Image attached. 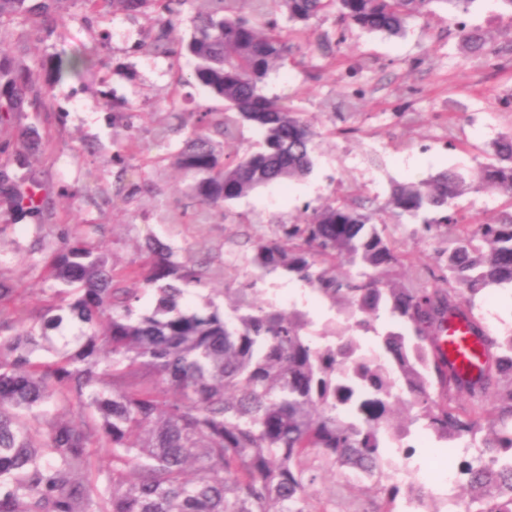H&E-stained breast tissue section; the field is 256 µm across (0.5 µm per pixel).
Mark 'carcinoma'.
<instances>
[{"label":"carcinoma","mask_w":512,"mask_h":512,"mask_svg":"<svg viewBox=\"0 0 512 512\" xmlns=\"http://www.w3.org/2000/svg\"><path fill=\"white\" fill-rule=\"evenodd\" d=\"M475 2L0 0V128L45 106L10 57L22 41L54 34L46 19L61 16L63 4L97 17L148 8L155 33L147 48L169 57L180 54L173 18L190 4L185 50L194 65L189 78H176L171 105L192 82L224 105L195 113L172 165L198 202L179 223L197 225L195 244L206 249L202 225L214 211L227 220V203L310 171L318 133L262 87L271 72L297 65L312 20L334 15L346 30L401 36L443 6L463 45L490 65L496 52L464 20ZM18 16L30 27L15 40L8 26ZM246 125L259 133L257 147L224 154ZM0 155V203L43 223V180L18 173L9 143ZM484 188L512 198V133L491 143L469 183L445 171L394 186L384 203L342 194L304 205L294 224L241 234L252 275L222 261H182L156 238L146 240L141 264L119 267L86 245L80 225L69 226L46 263L58 287L39 315L6 304L16 288L0 277V512H336L353 481L370 495L360 512H398V499L415 489L390 479L389 444L408 455L416 447L390 419L396 406L436 439L474 445L476 456L457 469L471 498L450 497L449 507L512 512V330L495 333L475 313L487 289L512 287V206L483 224L448 213L466 191ZM405 220L416 224L414 237L448 241L433 262L404 250L395 229ZM340 266L352 272L339 274ZM279 271L346 322L312 334L306 313L258 299V282ZM190 286L207 288L197 309L181 306ZM148 293L154 305L142 310ZM452 317L471 319L483 346L473 379L438 359ZM369 333L376 346L365 348L360 335ZM98 448L110 464L92 478ZM324 479L339 496L319 492Z\"/></svg>","instance_id":"carcinoma-1"}]
</instances>
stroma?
Instances as JSON below:
<instances>
[{
	"instance_id": "obj_1",
	"label": "stroma",
	"mask_w": 512,
	"mask_h": 512,
	"mask_svg": "<svg viewBox=\"0 0 512 512\" xmlns=\"http://www.w3.org/2000/svg\"><path fill=\"white\" fill-rule=\"evenodd\" d=\"M469 26L491 36L500 52L493 65L472 56L455 35L444 9L412 21L405 36L391 38L353 30L328 63L317 48L302 49L290 72H274L263 91L306 112L320 136L311 172L259 188L230 202L232 212L247 216L255 229L296 222L304 206H319L329 196L346 192L386 201L393 183L418 182L445 169L471 177L487 146L512 133V20L500 6L478 0L467 16ZM154 31L150 12L117 13L96 19L69 7L62 26L47 38L29 42L15 57L16 69L26 71L32 84L45 91L46 105L21 113L15 126L0 130L25 158L27 170L46 183L51 215L40 225L19 215L0 214V275L18 291L15 305L39 313L44 291L54 285L44 258L62 229L83 225L90 247L104 251L117 266L139 264L141 246L154 236L172 245L179 258L192 256L196 227L176 223L189 203L187 182L171 164L149 170L148 184L132 186L143 162L115 154L128 134L138 135L150 155L175 151L202 105H215L203 87H184L181 130L169 140L155 137L171 121L167 100L175 73H190L193 60L148 53L144 42ZM75 48L91 53L79 77L56 80L61 60ZM362 89L357 135H327L332 125L329 104L349 82ZM124 104L134 115L132 128L112 123V107ZM512 201L495 190L469 192L454 209L471 222H489ZM288 276L273 274L259 282L262 298H275L284 311L301 309L315 327L334 318L335 309L321 298L300 304L284 292ZM417 458L429 467L428 486L436 496L447 495V444L414 428Z\"/></svg>"
}]
</instances>
